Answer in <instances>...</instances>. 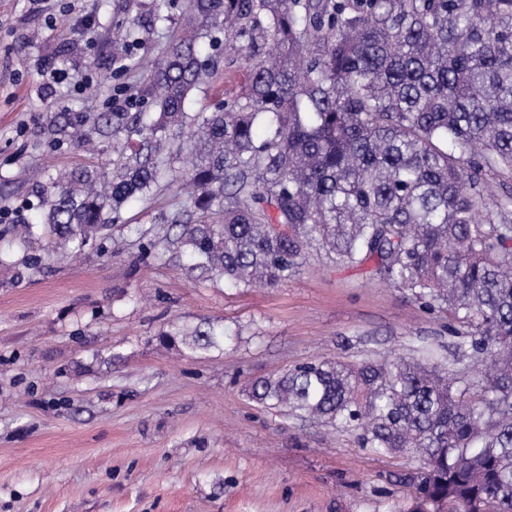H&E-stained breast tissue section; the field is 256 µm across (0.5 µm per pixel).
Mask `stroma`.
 I'll list each match as a JSON object with an SVG mask.
<instances>
[{"label": "stroma", "mask_w": 512, "mask_h": 512, "mask_svg": "<svg viewBox=\"0 0 512 512\" xmlns=\"http://www.w3.org/2000/svg\"><path fill=\"white\" fill-rule=\"evenodd\" d=\"M186 0L151 22L153 0H0V234L29 218L36 177L89 164L33 145L51 112H120L112 31L137 18L153 64L184 23ZM79 36H70L68 26ZM217 55L203 87L236 96L245 72ZM169 187L126 212L110 254L25 263L0 257V512H399L414 455H382L357 436L256 405L251 380L324 357L408 355L455 340L448 317L406 292L308 249L298 277L248 291L198 277L136 229L180 198ZM209 323L223 348L187 355L158 333ZM119 353L105 364L103 356Z\"/></svg>", "instance_id": "stroma-1"}]
</instances>
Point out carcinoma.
I'll list each match as a JSON object with an SVG mask.
<instances>
[{
    "label": "carcinoma",
    "mask_w": 512,
    "mask_h": 512,
    "mask_svg": "<svg viewBox=\"0 0 512 512\" xmlns=\"http://www.w3.org/2000/svg\"><path fill=\"white\" fill-rule=\"evenodd\" d=\"M166 58L127 112H53L36 144L95 151L107 165L35 186L38 223L10 246L75 254L174 181L195 188L162 216L191 270L237 288L296 278L306 250L372 264L467 342L391 361L323 359L254 380L252 402L410 452L406 512H512V221L488 210L484 172L512 173V0H190ZM242 42V98L187 111L219 48ZM134 22L112 33V77L139 68ZM139 249L159 239L136 230ZM188 354L224 346L210 325L163 332Z\"/></svg>",
    "instance_id": "obj_1"
}]
</instances>
